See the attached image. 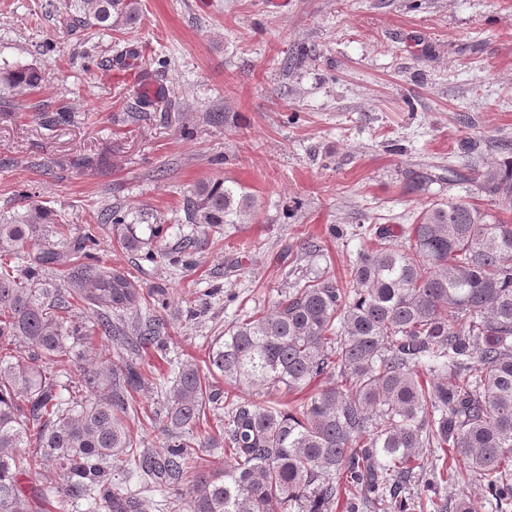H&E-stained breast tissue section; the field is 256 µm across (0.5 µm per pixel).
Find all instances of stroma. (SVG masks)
Masks as SVG:
<instances>
[{
	"label": "stroma",
	"instance_id": "1",
	"mask_svg": "<svg viewBox=\"0 0 512 512\" xmlns=\"http://www.w3.org/2000/svg\"><path fill=\"white\" fill-rule=\"evenodd\" d=\"M140 4L135 25L98 30L69 28L68 0H0V67L45 73L31 93L0 91V215L33 201L79 229L119 207L143 238L156 222L190 232L182 202L199 183L234 181L255 196L252 215L210 237L188 267L142 261L118 233L99 235L101 264L170 301L166 352L139 355V445L158 450L156 383L172 363L205 364L210 337L301 278L346 281L370 245L358 225L413 223L427 198L491 208L475 182L444 176L484 170L512 143V0ZM134 46V65L113 67ZM144 71L175 93L178 120L151 111L125 121L131 77ZM62 109L69 120L41 124L39 113ZM210 112L225 113L224 125L208 123ZM426 170L436 182L413 193L410 174ZM304 239L318 250L300 259ZM230 292L239 300L228 306Z\"/></svg>",
	"mask_w": 512,
	"mask_h": 512
}]
</instances>
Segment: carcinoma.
I'll list each match as a JSON object with an SVG mask.
<instances>
[{
	"mask_svg": "<svg viewBox=\"0 0 512 512\" xmlns=\"http://www.w3.org/2000/svg\"><path fill=\"white\" fill-rule=\"evenodd\" d=\"M69 9L88 29L139 18L138 0H69ZM43 79L35 67L0 68V90L16 95ZM175 107L142 94L132 117ZM478 178L497 212L434 201L397 231L363 226L374 246L351 261L346 285L323 272L270 311L226 325L210 342L208 371L174 365L160 451L138 447L130 420L144 384L137 352L166 347L168 302L93 250L101 230L124 226L121 243L157 263L171 255L169 228L151 224L141 239L112 208L76 236L40 204L0 220V512H40L43 502L142 512L151 486L166 493L163 512H332L340 494L345 512H512V159ZM254 203L236 182L199 185L184 203V262ZM77 254L86 262L42 287L45 272ZM75 300L95 314L88 335L69 322ZM211 376L253 394L226 399ZM322 377L327 385L281 407L283 390ZM209 414L224 419L231 462L220 475L202 457L214 438L197 430ZM47 465L55 479L25 489ZM114 472L144 487L116 484ZM465 477L480 496L452 500ZM412 485L422 494H409Z\"/></svg>",
	"mask_w": 512,
	"mask_h": 512,
	"instance_id": "1",
	"label": "carcinoma"
}]
</instances>
